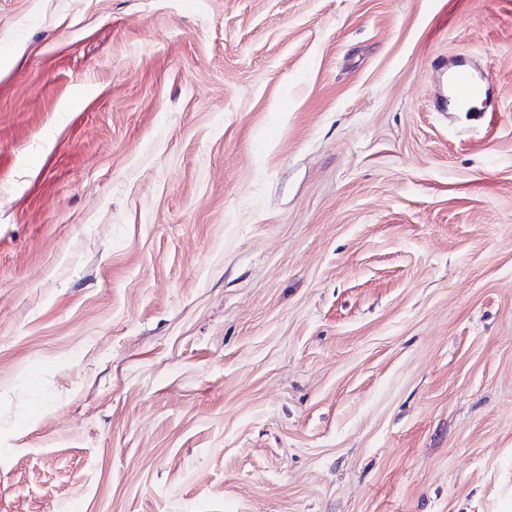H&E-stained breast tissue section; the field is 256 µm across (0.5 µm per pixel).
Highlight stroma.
I'll use <instances>...</instances> for the list:
<instances>
[{"label": "stroma", "mask_w": 512, "mask_h": 512, "mask_svg": "<svg viewBox=\"0 0 512 512\" xmlns=\"http://www.w3.org/2000/svg\"><path fill=\"white\" fill-rule=\"evenodd\" d=\"M2 63L0 512H512V0H0ZM491 91V79L484 78L481 82L466 67L459 68L453 75L448 89V102L456 109L468 110L473 102L488 97Z\"/></svg>", "instance_id": "stroma-1"}]
</instances>
